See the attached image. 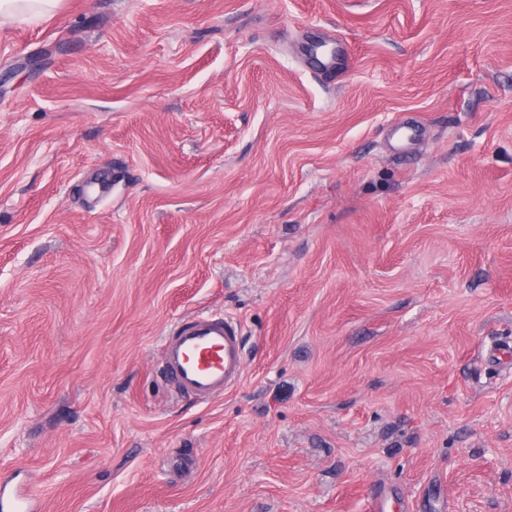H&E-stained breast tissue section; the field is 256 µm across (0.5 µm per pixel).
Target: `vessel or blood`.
<instances>
[{"label": "vessel or blood", "mask_w": 512, "mask_h": 512, "mask_svg": "<svg viewBox=\"0 0 512 512\" xmlns=\"http://www.w3.org/2000/svg\"><path fill=\"white\" fill-rule=\"evenodd\" d=\"M163 357L171 385L203 402L232 390L244 376L240 327L227 317L201 314L176 321L165 334ZM0 512H31L30 501L1 488Z\"/></svg>", "instance_id": "b4317fda"}]
</instances>
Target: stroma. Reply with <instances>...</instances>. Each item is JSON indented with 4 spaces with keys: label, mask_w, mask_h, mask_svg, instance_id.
I'll return each mask as SVG.
<instances>
[{
    "label": "stroma",
    "mask_w": 512,
    "mask_h": 512,
    "mask_svg": "<svg viewBox=\"0 0 512 512\" xmlns=\"http://www.w3.org/2000/svg\"><path fill=\"white\" fill-rule=\"evenodd\" d=\"M210 311L245 374L199 402L158 367ZM505 344L512 0L0 23V475L38 512H512Z\"/></svg>",
    "instance_id": "35a3bbf8"
}]
</instances>
